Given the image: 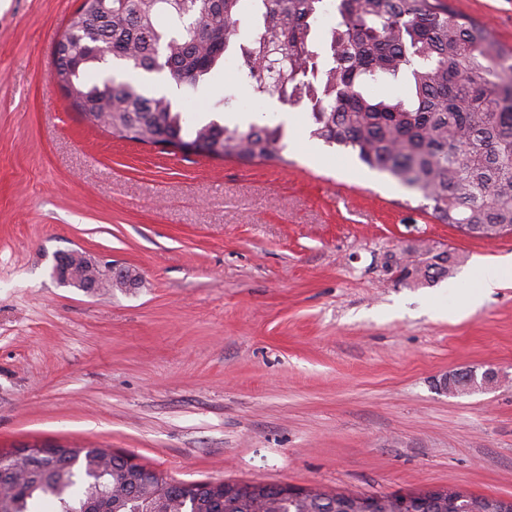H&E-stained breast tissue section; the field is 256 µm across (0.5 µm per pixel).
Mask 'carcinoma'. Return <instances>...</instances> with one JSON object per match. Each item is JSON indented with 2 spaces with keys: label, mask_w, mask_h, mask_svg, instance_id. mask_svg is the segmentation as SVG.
<instances>
[{
  "label": "carcinoma",
  "mask_w": 512,
  "mask_h": 512,
  "mask_svg": "<svg viewBox=\"0 0 512 512\" xmlns=\"http://www.w3.org/2000/svg\"><path fill=\"white\" fill-rule=\"evenodd\" d=\"M329 0H251L254 27L238 39L241 0H86L68 20V55L56 64L72 109L92 127L153 144L205 140L214 155L273 160L283 150L282 125L246 130L212 120L195 123L166 96L137 79H97L91 65L112 58L141 73H167L187 99L232 46L235 79L259 97H275L310 117L309 137L351 150L366 166L417 192L421 208L443 224L490 238L512 227V50L476 20L443 0H336L329 46L314 31ZM167 17L164 26L161 16ZM274 55L277 71L259 79L258 59ZM379 84H404L409 96L375 98ZM447 252L392 267L409 286L449 275ZM107 448L74 450L29 461L23 476L0 473V512H30L37 500L51 512H144L162 493L165 512H330L305 503L247 495L214 497L199 482L180 489L156 473L151 489L122 487L123 464ZM500 499L464 492L440 512H512Z\"/></svg>",
  "instance_id": "obj_1"
}]
</instances>
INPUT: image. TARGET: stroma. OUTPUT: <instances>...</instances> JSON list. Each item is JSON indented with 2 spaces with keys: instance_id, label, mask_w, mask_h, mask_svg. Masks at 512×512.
<instances>
[{
  "instance_id": "35a3bbf8",
  "label": "stroma",
  "mask_w": 512,
  "mask_h": 512,
  "mask_svg": "<svg viewBox=\"0 0 512 512\" xmlns=\"http://www.w3.org/2000/svg\"><path fill=\"white\" fill-rule=\"evenodd\" d=\"M512 48V0H446ZM80 0H0V454L109 448L179 481L512 498V285L464 315L481 265L512 257L437 221L415 192L309 140L217 68L201 98L150 75L197 120L284 122L280 159L163 151L88 126L51 79ZM231 103L214 109L220 97ZM458 262L431 287L395 257ZM134 268L89 296L60 253ZM496 370L471 393L445 375ZM460 375V373H452L446 375L440 384L441 390L448 394L456 395L469 390L486 389L491 387L495 382L499 380V378L502 377L498 372L488 371L484 374H481L479 379L476 374L471 373L467 375L465 379L466 387L463 388L460 384L454 383V380H456Z\"/></svg>"
}]
</instances>
